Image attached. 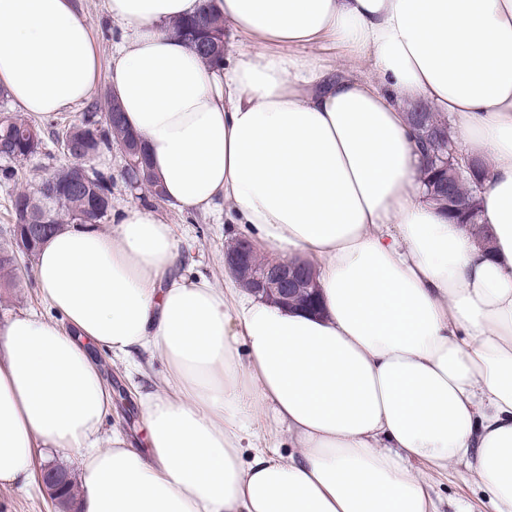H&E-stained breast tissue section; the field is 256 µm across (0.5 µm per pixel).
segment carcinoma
Masks as SVG:
<instances>
[{"label":"carcinoma","instance_id":"1","mask_svg":"<svg viewBox=\"0 0 512 512\" xmlns=\"http://www.w3.org/2000/svg\"><path fill=\"white\" fill-rule=\"evenodd\" d=\"M174 32L193 50L199 44L208 46L201 58L215 66L224 64V15L215 7V0H202L198 12L173 25ZM108 109L104 120L97 119V106L91 104L79 123L69 125L73 139L89 141V149L101 155L112 151L119 141L130 137L122 120L117 101L107 97ZM44 132L32 120L22 116H6L0 120V157L23 161L36 154L44 144ZM94 158L87 153L73 154L70 163L56 170L41 182V195L50 200L51 207L44 208L34 202L26 190L16 192L12 201L13 220L16 224H102L112 208V175L94 167ZM125 183L136 188L145 187L151 197L162 200L156 191V182L148 171L125 170ZM453 177L451 168L444 162L427 163L420 171V178L429 188L436 182ZM463 210L450 214V218L468 228L474 237L488 245L489 230L477 223L475 191L468 187L460 193ZM15 277L13 257L6 248L0 250V286L11 285Z\"/></svg>","mask_w":512,"mask_h":512}]
</instances>
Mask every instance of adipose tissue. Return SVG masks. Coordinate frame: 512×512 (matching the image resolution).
Returning a JSON list of instances; mask_svg holds the SVG:
<instances>
[{
	"mask_svg": "<svg viewBox=\"0 0 512 512\" xmlns=\"http://www.w3.org/2000/svg\"><path fill=\"white\" fill-rule=\"evenodd\" d=\"M199 5L106 0L112 91L166 203L309 261L321 312L181 272L149 207L60 227L33 269L59 322L0 330V486L34 484L49 448L80 462L79 512H437L430 476L464 459L512 512V0H219L240 44L219 69L172 33ZM327 41L346 67L306 55ZM98 79L74 0H0L19 111L71 109ZM420 102L489 164L492 249L426 192ZM98 349L166 361L174 394H137L146 443L103 438ZM265 421L294 454H244Z\"/></svg>",
	"mask_w": 512,
	"mask_h": 512,
	"instance_id": "1",
	"label": "adipose tissue"
}]
</instances>
